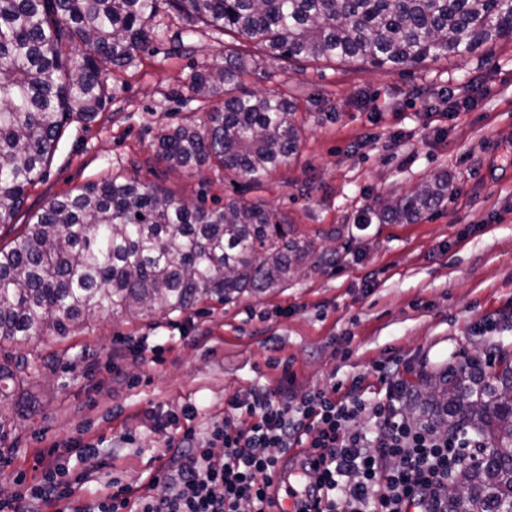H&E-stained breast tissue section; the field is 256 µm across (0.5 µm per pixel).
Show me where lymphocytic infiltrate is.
Listing matches in <instances>:
<instances>
[{"instance_id": "obj_1", "label": "lymphocytic infiltrate", "mask_w": 512, "mask_h": 512, "mask_svg": "<svg viewBox=\"0 0 512 512\" xmlns=\"http://www.w3.org/2000/svg\"><path fill=\"white\" fill-rule=\"evenodd\" d=\"M363 377L301 393L261 392L228 400L223 423L205 438L185 430L173 457L145 484L110 477L89 491L96 473L47 464L31 484L0 488V512H268L266 489L298 448L314 455L303 468L297 512H422L432 487L465 457L459 439L407 418L396 397L366 402ZM374 423L373 434L358 426Z\"/></svg>"}]
</instances>
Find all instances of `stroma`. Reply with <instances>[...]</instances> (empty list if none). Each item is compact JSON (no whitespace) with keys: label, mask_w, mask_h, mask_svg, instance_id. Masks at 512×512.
Segmentation results:
<instances>
[{"label":"stroma","mask_w":512,"mask_h":512,"mask_svg":"<svg viewBox=\"0 0 512 512\" xmlns=\"http://www.w3.org/2000/svg\"><path fill=\"white\" fill-rule=\"evenodd\" d=\"M231 42L164 18L129 65L104 72L96 120L67 119L45 175L0 226V245L51 199L134 170L207 208L264 204L313 240L315 255L281 287L226 305L102 312L68 336L8 347L39 368L25 379L27 398L0 403L12 420L0 486L19 473L38 478V458L53 446L104 448L100 476L135 482L186 428L209 434L230 397L356 375L377 393L388 387L377 368L393 361L411 387L512 345V41L399 68L260 57L247 88L287 99L303 135L258 189L232 170L155 159L161 129L200 123L218 107L193 94L190 77L221 62ZM436 175L449 182L442 206L412 224L381 221L383 201Z\"/></svg>","instance_id":"35a3bbf8"}]
</instances>
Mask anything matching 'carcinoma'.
<instances>
[{
    "instance_id": "carcinoma-1",
    "label": "carcinoma",
    "mask_w": 512,
    "mask_h": 512,
    "mask_svg": "<svg viewBox=\"0 0 512 512\" xmlns=\"http://www.w3.org/2000/svg\"><path fill=\"white\" fill-rule=\"evenodd\" d=\"M164 6L287 61L398 67L512 40V0H0V225L12 223L52 161L67 117H97L100 64L128 65ZM257 67L253 54L230 49L194 72L193 93L224 106L198 125L161 130L157 157L186 169L215 161L261 186L296 153L302 130L282 97L242 88ZM447 195L448 178L436 175L381 215L414 223ZM314 251L262 204L206 209L117 172L50 200L0 247V343L65 336L71 322L103 311L170 315L203 300L228 303L279 287ZM31 369L24 358L0 364V396ZM431 379L435 387L414 393L413 420L479 442L456 474L466 502L444 501L441 512H500L512 500V354Z\"/></svg>"
}]
</instances>
